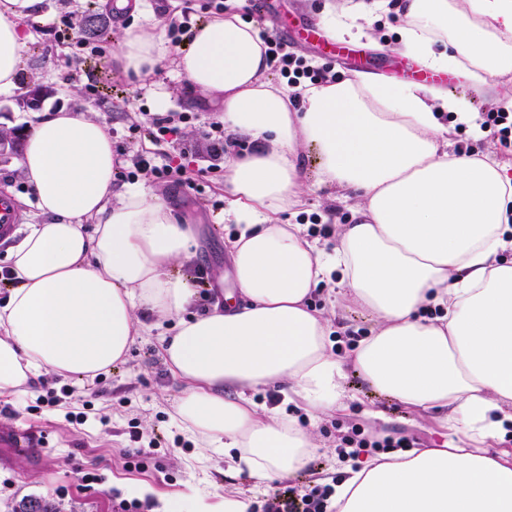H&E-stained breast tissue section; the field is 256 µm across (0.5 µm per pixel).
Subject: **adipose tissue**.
I'll return each mask as SVG.
<instances>
[{
  "instance_id": "adipose-tissue-1",
  "label": "adipose tissue",
  "mask_w": 512,
  "mask_h": 512,
  "mask_svg": "<svg viewBox=\"0 0 512 512\" xmlns=\"http://www.w3.org/2000/svg\"><path fill=\"white\" fill-rule=\"evenodd\" d=\"M43 0H0V92L19 86L29 19ZM401 16L402 50L475 90L512 74V0H352L327 7L331 36L354 38L378 13ZM266 46L232 10L195 26L178 56L143 26L122 29L112 63L146 79L175 58L197 96L216 100L251 154L224 159L235 232L236 302L187 316L197 300L178 266L195 256L190 225L142 184L113 195L112 136L97 114L62 109L31 123L16 167L45 221L8 250L0 302V401L43 375L90 384L125 363L141 314L175 320L163 361L182 385L175 419L214 452L235 451L260 480L290 477L317 455L295 418L257 403L281 384L311 418L348 411L349 377L375 394L438 415L442 446L367 459L334 484L332 512H512V162L448 150L468 121L445 89L367 74L299 89L266 73ZM299 104H292V92ZM320 182L344 191L352 223L331 248L279 216L305 188L301 147ZM336 285L375 321L344 354L310 304Z\"/></svg>"
}]
</instances>
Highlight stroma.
<instances>
[{"mask_svg": "<svg viewBox=\"0 0 512 512\" xmlns=\"http://www.w3.org/2000/svg\"><path fill=\"white\" fill-rule=\"evenodd\" d=\"M64 11L98 15L102 9L100 0H44L41 15L29 21L33 39L21 74L25 88L0 94V130L9 129L13 138L12 146L0 152V183H9L17 193L26 194L14 163L23 149L25 123L36 111L86 108L98 113L112 136L118 172L130 167L137 154L155 156L158 163L174 168L173 178L155 183L154 188L194 228L196 255L183 272L204 277L205 292L190 309L191 314H202L232 288V264L224 239L235 227L224 217V157L248 154L252 145L246 138L228 135L223 151H213L202 132L218 123L221 114L207 102L190 104L188 88L171 60L161 74L162 81L173 88L167 109L189 112L193 121L180 126L165 146H156L147 133L149 115L155 110L152 80L117 77L109 64L89 59L82 64L84 73L102 76L108 90L103 99H87L79 91L84 80L74 75L70 65L73 47L50 37L52 23ZM400 27L389 13L365 24L360 43L368 51V73L392 76L393 63L402 55ZM32 84L42 89L34 110L25 104L26 88ZM300 158L306 190L296 209L281 214V223L302 224L313 216L327 220L335 229L350 223L351 213L338 202L336 188L319 183L315 153L304 148ZM310 303L325 309L338 328L337 351L349 349L374 326L371 318L350 309L334 286H318ZM171 328L168 322L148 327L132 345L127 361L94 385L83 387L45 376L27 394L0 402V512H19L21 505L30 501L48 506L50 512H121V502L132 499L126 489L132 482L147 487L146 495L137 500L138 512H158L164 496L194 489L210 503L244 494L251 499L253 512H262L278 487L277 479L259 481L248 472L230 468L223 455H201L195 440L172 417L181 387L160 355L161 338ZM49 387L62 392L52 406L43 400ZM348 390L352 397L349 410L333 417L314 421L300 406L284 405V412L312 433L320 449L306 472L290 478V485L331 484L344 478L347 464L339 459L337 448L341 436L354 427L369 438L412 436L422 448L441 445L435 413L406 409L373 394L354 377L348 380ZM80 412L86 415V422H70V415ZM134 431L155 443L139 467L130 458L135 448L130 434ZM87 473L93 474V482H82Z\"/></svg>", "mask_w": 512, "mask_h": 512, "instance_id": "1", "label": "stroma"}]
</instances>
